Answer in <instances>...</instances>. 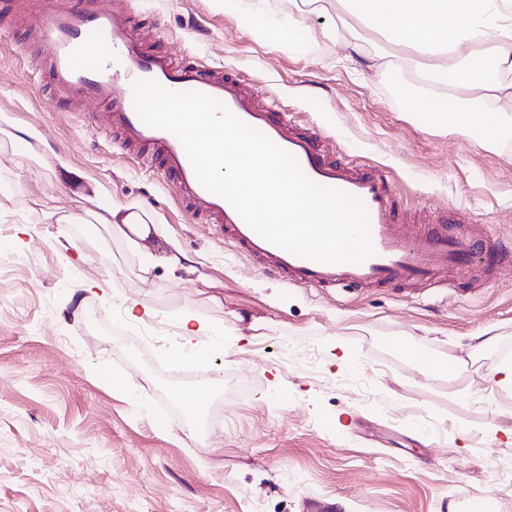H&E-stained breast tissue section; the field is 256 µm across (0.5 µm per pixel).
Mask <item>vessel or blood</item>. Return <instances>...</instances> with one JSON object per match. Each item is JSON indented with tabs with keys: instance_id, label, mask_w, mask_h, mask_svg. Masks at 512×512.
Masks as SVG:
<instances>
[{
	"instance_id": "b4317fda",
	"label": "vessel or blood",
	"mask_w": 512,
	"mask_h": 512,
	"mask_svg": "<svg viewBox=\"0 0 512 512\" xmlns=\"http://www.w3.org/2000/svg\"><path fill=\"white\" fill-rule=\"evenodd\" d=\"M27 36L46 51L51 92L68 102L105 104V112L86 115L88 127L95 132L114 131L124 146L149 151L177 199L214 220L229 234L232 244L260 261L267 273L320 288L429 283L438 272L465 266L477 253L476 241L439 227L404 232V220L384 170L327 161L317 134L293 131L287 113L263 103L257 89L244 86L222 69L179 64L171 51L149 49L133 32L127 11L115 0H77L71 8L40 0ZM138 79L218 99L240 120L294 155L312 181L362 199L369 213L374 255L360 264H326L295 256L263 239L225 199L199 183L175 135L149 127L140 119L132 94V83Z\"/></svg>"
}]
</instances>
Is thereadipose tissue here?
<instances>
[{
    "instance_id": "obj_1",
    "label": "adipose tissue",
    "mask_w": 512,
    "mask_h": 512,
    "mask_svg": "<svg viewBox=\"0 0 512 512\" xmlns=\"http://www.w3.org/2000/svg\"><path fill=\"white\" fill-rule=\"evenodd\" d=\"M347 34L343 60L367 67L395 56L397 66L412 69L434 93L443 125L471 130L468 106H486L480 121L482 140L497 143L501 129L493 106L512 103V0H336ZM94 206L77 216L92 225L89 248L103 238L124 241L140 250L148 233L131 217H119L103 194Z\"/></svg>"
}]
</instances>
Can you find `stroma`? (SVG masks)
<instances>
[{
	"label": "stroma",
	"mask_w": 512,
	"mask_h": 512,
	"mask_svg": "<svg viewBox=\"0 0 512 512\" xmlns=\"http://www.w3.org/2000/svg\"><path fill=\"white\" fill-rule=\"evenodd\" d=\"M30 2L0 0V512H304L308 496L342 512H467L488 495L512 512V390L493 380L512 363V104L493 147L433 124L405 71L337 65L336 0H123L150 45L262 88L330 158L389 171L409 225L457 208V232L486 244L425 291L329 292L266 274L158 168L93 133L81 104L52 97L23 39ZM17 126L32 138H12ZM61 156L76 183L61 181ZM94 186L148 226L150 271L120 242L86 249L89 226L68 217ZM132 304L170 342L141 344ZM186 308L224 332L189 372L167 361ZM489 328L496 346L473 356ZM403 342L467 368L422 374ZM229 372L244 399L225 397ZM191 388L221 406L203 412L212 434L157 423Z\"/></svg>",
	"instance_id": "1"
}]
</instances>
